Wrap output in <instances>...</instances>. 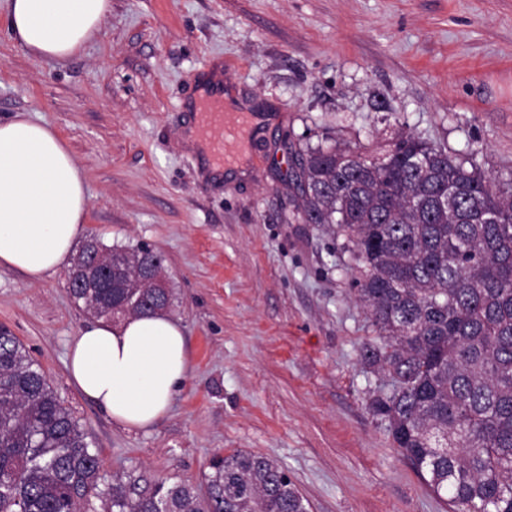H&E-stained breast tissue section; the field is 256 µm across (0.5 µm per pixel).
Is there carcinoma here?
Returning <instances> with one entry per match:
<instances>
[{
    "label": "carcinoma",
    "instance_id": "1",
    "mask_svg": "<svg viewBox=\"0 0 512 512\" xmlns=\"http://www.w3.org/2000/svg\"><path fill=\"white\" fill-rule=\"evenodd\" d=\"M292 218L327 224L360 272L376 336L365 363L386 379L368 406L397 451L450 512H512V174H485L398 131L379 151L356 142L293 153ZM109 269V288L95 287ZM163 272L141 245L89 237L69 273L72 299L101 317L165 312ZM102 461L36 360L0 327V512H309L275 460L217 455L202 486L120 478Z\"/></svg>",
    "mask_w": 512,
    "mask_h": 512
}]
</instances>
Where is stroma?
Here are the masks:
<instances>
[{
	"instance_id": "obj_1",
	"label": "stroma",
	"mask_w": 512,
	"mask_h": 512,
	"mask_svg": "<svg viewBox=\"0 0 512 512\" xmlns=\"http://www.w3.org/2000/svg\"><path fill=\"white\" fill-rule=\"evenodd\" d=\"M231 62L229 96L266 121L264 159L211 178L175 132L204 63ZM387 110L371 106V93ZM52 126L82 169L84 235L162 254L190 371L171 411L126 430L71 383L67 344L93 317L67 268L0 267V325L40 364L98 448L105 478L202 483L234 449L276 460L310 512H444L368 408L381 375L343 241L289 223L288 152L404 128L512 173V0H112L84 50L38 60L0 12V120Z\"/></svg>"
}]
</instances>
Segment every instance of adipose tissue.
<instances>
[{"mask_svg":"<svg viewBox=\"0 0 512 512\" xmlns=\"http://www.w3.org/2000/svg\"><path fill=\"white\" fill-rule=\"evenodd\" d=\"M10 37L36 59L79 54L112 12V0H0ZM87 214L85 178L54 129L25 113L0 121V267L39 281L68 258ZM75 387L127 430L168 412L186 378V340L171 317L98 321L72 340Z\"/></svg>","mask_w":512,"mask_h":512,"instance_id":"obj_1","label":"adipose tissue"}]
</instances>
